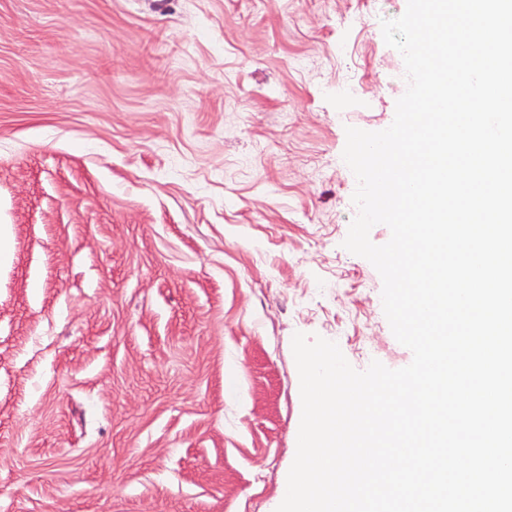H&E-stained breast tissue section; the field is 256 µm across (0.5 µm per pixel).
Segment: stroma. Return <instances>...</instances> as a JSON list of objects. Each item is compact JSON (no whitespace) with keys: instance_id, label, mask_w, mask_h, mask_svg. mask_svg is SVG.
Listing matches in <instances>:
<instances>
[{"instance_id":"1","label":"stroma","mask_w":512,"mask_h":512,"mask_svg":"<svg viewBox=\"0 0 512 512\" xmlns=\"http://www.w3.org/2000/svg\"><path fill=\"white\" fill-rule=\"evenodd\" d=\"M407 0H0V512H276L295 334L410 364L343 246Z\"/></svg>"}]
</instances>
